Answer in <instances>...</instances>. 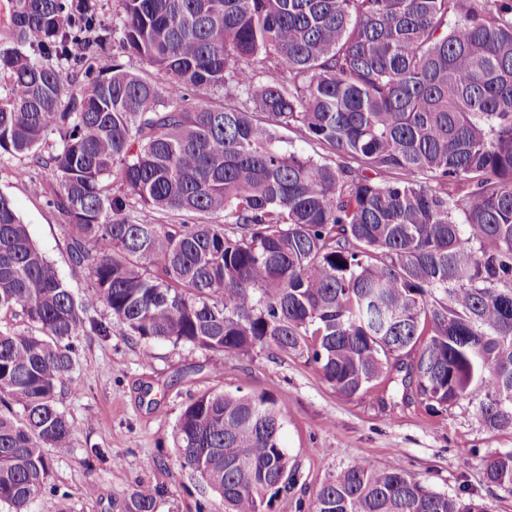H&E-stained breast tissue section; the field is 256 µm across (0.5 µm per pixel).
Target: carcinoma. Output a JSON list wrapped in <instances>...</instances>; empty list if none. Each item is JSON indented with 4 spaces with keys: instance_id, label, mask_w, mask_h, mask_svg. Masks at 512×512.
I'll list each match as a JSON object with an SVG mask.
<instances>
[{
    "instance_id": "1",
    "label": "carcinoma",
    "mask_w": 512,
    "mask_h": 512,
    "mask_svg": "<svg viewBox=\"0 0 512 512\" xmlns=\"http://www.w3.org/2000/svg\"><path fill=\"white\" fill-rule=\"evenodd\" d=\"M0 160L64 220L75 296L0 194V505L32 512L76 424L58 393L75 340L130 335L217 355H307L344 398L390 369L431 411L512 430V0H8ZM113 43L161 84L100 65ZM36 49L57 62L47 67ZM86 81L66 93L63 71ZM224 92V102L212 95ZM298 132L323 160L281 147ZM119 184L110 192L108 181ZM169 215L141 222L134 210ZM264 393L183 407L181 464L224 512H271L293 478ZM512 494V452L484 460ZM142 485L125 512H156ZM314 512H487L395 461L351 462Z\"/></svg>"
}]
</instances>
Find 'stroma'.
Segmentation results:
<instances>
[{
	"instance_id": "stroma-1",
	"label": "stroma",
	"mask_w": 512,
	"mask_h": 512,
	"mask_svg": "<svg viewBox=\"0 0 512 512\" xmlns=\"http://www.w3.org/2000/svg\"><path fill=\"white\" fill-rule=\"evenodd\" d=\"M34 175L53 182L30 157L0 160V194L10 198L69 288L82 294L90 281L72 269L61 217L30 192ZM212 358L203 349L144 340L117 326L107 337H82L73 383L62 387L58 400L79 430L71 454L53 459L36 512L64 506L70 512H123L125 495L142 484L163 487L157 512H197L203 500L218 504L216 493L181 467L174 446L182 407L209 391L275 397L295 483L273 512H312L316 490L358 458L377 468L400 460L436 491L462 495L487 512H512V496L490 487L482 466L484 455L512 451V431H489L473 407L434 414L419 401H405L401 384L385 381L368 396L347 400L305 357L272 344L225 353L218 370ZM93 445L110 449L112 459L89 470L82 459Z\"/></svg>"
}]
</instances>
